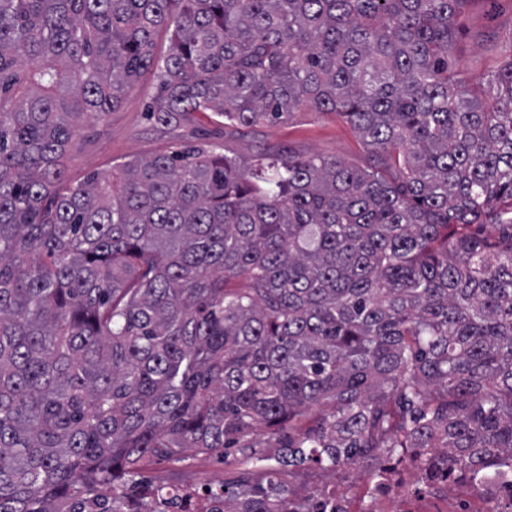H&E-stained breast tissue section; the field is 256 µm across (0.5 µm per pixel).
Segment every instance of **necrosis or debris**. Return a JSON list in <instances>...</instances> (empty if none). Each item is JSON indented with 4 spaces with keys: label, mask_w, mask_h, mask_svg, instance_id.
<instances>
[{
    "label": "necrosis or debris",
    "mask_w": 512,
    "mask_h": 512,
    "mask_svg": "<svg viewBox=\"0 0 512 512\" xmlns=\"http://www.w3.org/2000/svg\"><path fill=\"white\" fill-rule=\"evenodd\" d=\"M345 485L340 471L332 482L291 488L295 512L311 500L328 504L332 512H512L511 479L494 471L471 479L434 449L418 463L393 464L363 475L356 492H347ZM221 488L209 479L170 485L143 512H224Z\"/></svg>",
    "instance_id": "obj_1"
}]
</instances>
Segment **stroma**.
Listing matches in <instances>:
<instances>
[{
    "mask_svg": "<svg viewBox=\"0 0 512 512\" xmlns=\"http://www.w3.org/2000/svg\"><path fill=\"white\" fill-rule=\"evenodd\" d=\"M452 61L456 69L474 76L496 66L512 48V0H466L454 19ZM154 91L151 79H143L106 124L82 129L83 145L69 162V176L80 180L92 172L108 175L112 167L131 159H144L175 147L199 141L223 145L226 155L247 159L263 152L288 149L303 156L339 157L356 166L367 165L371 151L359 135L336 114L307 109L286 121L250 128L224 127L204 119L180 127L161 128L149 120L146 104ZM256 455L229 450L226 454L182 452L162 461L145 462L139 480L153 484H178L197 478L231 477L253 470L257 458L266 461V474L275 482L331 481L333 470L310 464L280 465L268 434L258 436Z\"/></svg>",
    "mask_w": 512,
    "mask_h": 512,
    "instance_id": "35a3bbf8",
    "label": "stroma"
}]
</instances>
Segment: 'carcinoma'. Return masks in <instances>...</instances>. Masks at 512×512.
I'll use <instances>...</instances> for the list:
<instances>
[{"mask_svg":"<svg viewBox=\"0 0 512 512\" xmlns=\"http://www.w3.org/2000/svg\"><path fill=\"white\" fill-rule=\"evenodd\" d=\"M466 2L0 0V512H124L140 463L262 429L295 467L512 460V53L458 76ZM147 73L158 126L332 112L373 163L204 144L71 180Z\"/></svg>","mask_w":512,"mask_h":512,"instance_id":"carcinoma-1","label":"carcinoma"}]
</instances>
